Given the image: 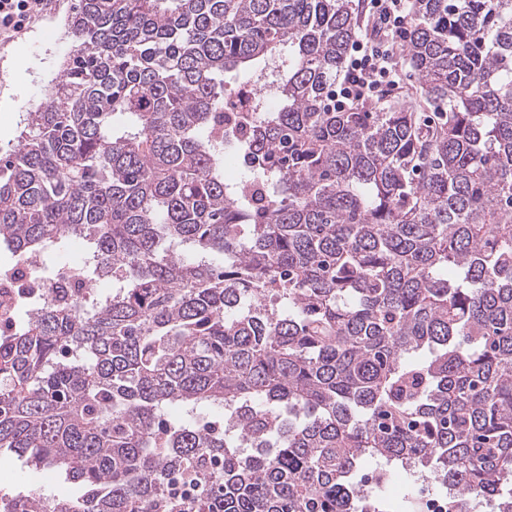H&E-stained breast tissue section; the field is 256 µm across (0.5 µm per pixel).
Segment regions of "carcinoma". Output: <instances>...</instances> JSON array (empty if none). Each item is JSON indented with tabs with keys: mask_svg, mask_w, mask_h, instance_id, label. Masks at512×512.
<instances>
[{
	"mask_svg": "<svg viewBox=\"0 0 512 512\" xmlns=\"http://www.w3.org/2000/svg\"><path fill=\"white\" fill-rule=\"evenodd\" d=\"M409 8L415 84L338 112L357 0H78L0 154V243L47 277L73 230L112 273L0 339V450L82 488L50 512H163L173 478L373 512V460L512 512V0ZM232 72L277 106L231 109Z\"/></svg>",
	"mask_w": 512,
	"mask_h": 512,
	"instance_id": "cac0c4a2",
	"label": "carcinoma"
}]
</instances>
